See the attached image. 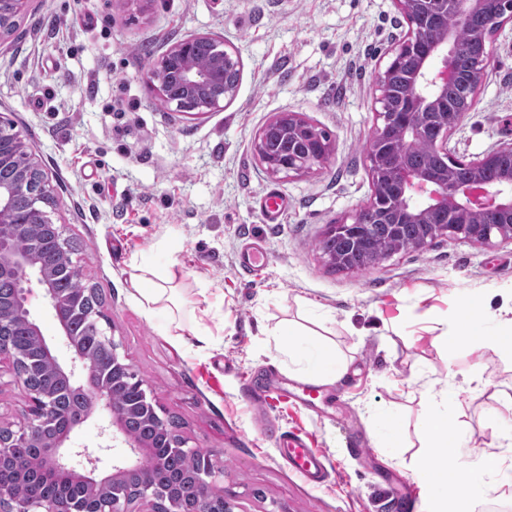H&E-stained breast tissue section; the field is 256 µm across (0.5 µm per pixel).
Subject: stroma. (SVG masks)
Masks as SVG:
<instances>
[{
    "instance_id": "obj_1",
    "label": "stroma",
    "mask_w": 512,
    "mask_h": 512,
    "mask_svg": "<svg viewBox=\"0 0 512 512\" xmlns=\"http://www.w3.org/2000/svg\"><path fill=\"white\" fill-rule=\"evenodd\" d=\"M408 30L393 0H29L0 47V119L14 123L46 171L50 215L86 281L98 289L122 351L177 417L190 446L224 464L235 512H393V491L419 482L422 396L447 392L449 430L469 439L449 464L474 466L470 445L501 448L512 434L503 391L512 355L468 344L447 350L446 321L485 303L486 328L512 296V242L486 248L449 238L359 271L331 268L317 248L327 224L366 203L374 187L366 143L379 108L373 81L392 36ZM189 34L223 37L241 51L237 97L224 111L172 112L151 100L141 73ZM301 112L336 150L318 172L269 178L253 140L276 113ZM512 143V22L492 43L488 77L448 141L475 160ZM285 204L263 205L270 193ZM258 246L267 265L243 271ZM143 269L171 276L177 326L148 312L131 283ZM286 321L345 358L334 402L308 410L272 398L249 403L246 376L299 383L271 332ZM26 390L0 371V425L29 420ZM399 447H383L391 423ZM368 440L349 455L345 429ZM307 435L328 477L306 483L281 458L272 431ZM112 421L95 411L66 445L99 455ZM99 473L110 456L99 455Z\"/></svg>"
}]
</instances>
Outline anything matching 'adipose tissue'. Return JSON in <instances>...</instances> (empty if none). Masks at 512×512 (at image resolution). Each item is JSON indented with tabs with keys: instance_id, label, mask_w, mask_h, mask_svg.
Returning <instances> with one entry per match:
<instances>
[{
	"instance_id": "obj_1",
	"label": "adipose tissue",
	"mask_w": 512,
	"mask_h": 512,
	"mask_svg": "<svg viewBox=\"0 0 512 512\" xmlns=\"http://www.w3.org/2000/svg\"><path fill=\"white\" fill-rule=\"evenodd\" d=\"M134 284L139 288L140 303L147 310H154L159 305L168 315H176L179 304L168 277L162 276L152 281L142 273L135 277ZM442 341L451 349L473 341L489 351L512 353V317L504 318L497 330L488 331L482 328L474 313H467L464 320L445 332ZM346 370L343 358L331 346L320 343L307 357L301 375L312 383L323 385L342 378ZM416 424L430 450L422 460L419 472L433 512H467L477 488L467 471L449 469L445 460L435 459L434 449L450 447L454 439L442 419L431 410L427 400L419 402Z\"/></svg>"
}]
</instances>
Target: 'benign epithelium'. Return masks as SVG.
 <instances>
[{
  "mask_svg": "<svg viewBox=\"0 0 512 512\" xmlns=\"http://www.w3.org/2000/svg\"><path fill=\"white\" fill-rule=\"evenodd\" d=\"M30 0H0V45L16 31L26 4ZM398 12L408 25L405 36L392 42L385 55L389 60L378 69L374 91L380 111L376 113L373 133L366 146V157L374 186V197L347 218L327 225L323 238L343 233L351 250L363 249L369 231L378 224L395 230L403 224H435L440 235L484 247L512 242V166L495 180L485 170L499 167L500 158L512 156V144L501 146L467 162L470 174L459 179L454 174L462 164L448 150L450 137L459 129L464 117L473 110L487 78L494 36L512 21V0H394ZM454 25H448V17ZM486 18L490 24L477 28L474 21ZM483 43V52L475 60L466 58L460 49L459 32ZM212 47L209 63L196 60L198 46ZM413 58L414 67L405 76L402 92L395 90L393 78L402 62ZM241 56L237 48L222 37L191 34L171 44L155 57L141 75L151 97L176 111L190 113L204 104L208 112H221L238 93ZM469 69L472 85L466 89L465 105L448 109V86L461 81L463 69ZM429 142L438 158L435 164L412 167L406 156L419 144ZM335 153V143L324 140L319 127L301 112H280L258 132L253 154L268 177L291 178L321 169ZM0 279L8 278L15 286L11 300H0V361L8 360L15 377L24 385L32 403L29 424L17 431L0 427V463L12 458V449L36 445L43 449L42 468L60 483L81 479L94 489L97 512H235L232 498L219 499L205 494L190 500L176 492L165 495L157 484L148 480L126 486L121 478L139 468L145 459L162 455L155 443L136 439L128 431V421L139 411L113 407L112 397L123 392L121 382L107 385L96 372L90 357L76 350L72 324L65 317L68 299L54 287L57 272L75 265L65 252L66 243L60 228L44 207L54 205V196L35 153L20 132L11 124L0 122ZM29 199L34 208L28 222L44 224L50 233L49 243L58 251V262L46 263L37 249H17L15 240L25 225L17 219L15 205ZM37 285L52 310L61 336L73 356L71 363L59 362L53 348L42 335L37 319L31 314L32 285ZM24 316L32 335L40 340L41 359L50 363L54 373L69 389L85 394L87 408L82 416L62 415L53 390L35 378L24 377L28 370L22 348L11 340V324ZM99 339L111 353L112 373L128 367L120 353L121 343L107 330L99 329ZM130 388L141 394L146 408L144 418L163 420L151 387L133 376ZM106 411L116 428L113 439H122L136 459L118 458L112 473L98 479L78 473L69 458L61 453L70 433L95 409ZM203 465L194 479L202 488L223 489L224 466L203 455ZM11 487L0 482V512H64L54 497L19 500Z\"/></svg>",
  "mask_w": 512,
  "mask_h": 512,
  "instance_id": "benign-epithelium-1",
  "label": "benign epithelium"
}]
</instances>
